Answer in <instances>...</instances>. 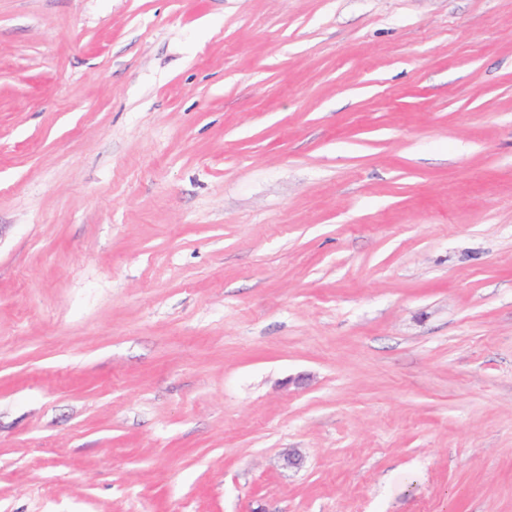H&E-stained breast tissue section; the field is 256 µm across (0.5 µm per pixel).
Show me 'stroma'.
<instances>
[{
	"instance_id": "obj_1",
	"label": "stroma",
	"mask_w": 512,
	"mask_h": 512,
	"mask_svg": "<svg viewBox=\"0 0 512 512\" xmlns=\"http://www.w3.org/2000/svg\"><path fill=\"white\" fill-rule=\"evenodd\" d=\"M0 512H512V0H0Z\"/></svg>"
}]
</instances>
